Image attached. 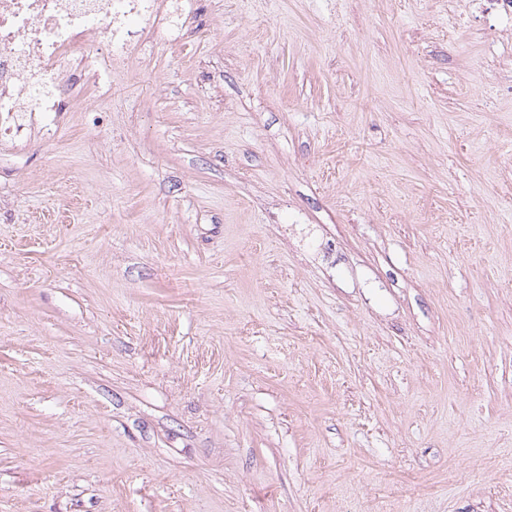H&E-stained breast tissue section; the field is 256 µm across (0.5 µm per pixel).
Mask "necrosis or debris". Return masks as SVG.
<instances>
[{
    "label": "necrosis or debris",
    "instance_id": "1",
    "mask_svg": "<svg viewBox=\"0 0 512 512\" xmlns=\"http://www.w3.org/2000/svg\"><path fill=\"white\" fill-rule=\"evenodd\" d=\"M172 9V0H0V116L66 111L80 68H129L139 27L166 24Z\"/></svg>",
    "mask_w": 512,
    "mask_h": 512
}]
</instances>
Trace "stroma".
<instances>
[{
  "label": "stroma",
  "mask_w": 512,
  "mask_h": 512,
  "mask_svg": "<svg viewBox=\"0 0 512 512\" xmlns=\"http://www.w3.org/2000/svg\"><path fill=\"white\" fill-rule=\"evenodd\" d=\"M180 2L0 137V512H512V40Z\"/></svg>",
  "instance_id": "1"
}]
</instances>
